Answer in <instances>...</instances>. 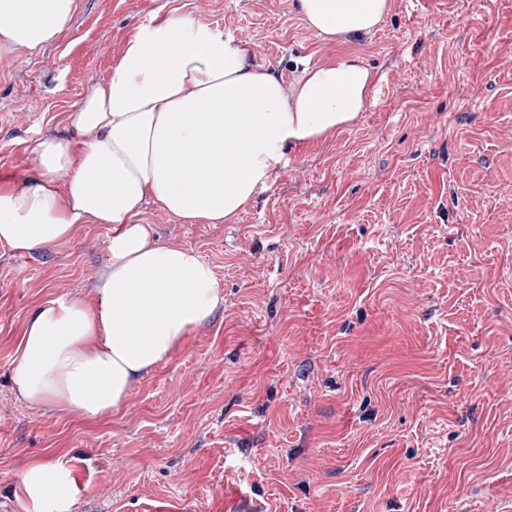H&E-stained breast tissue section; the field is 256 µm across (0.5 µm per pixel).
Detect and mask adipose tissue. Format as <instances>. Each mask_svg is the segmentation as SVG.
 <instances>
[{
  "label": "adipose tissue",
  "instance_id": "1",
  "mask_svg": "<svg viewBox=\"0 0 512 512\" xmlns=\"http://www.w3.org/2000/svg\"><path fill=\"white\" fill-rule=\"evenodd\" d=\"M76 0H0V59L51 42ZM324 40L375 30L391 0H293ZM376 75L360 54L307 67L292 82L257 64L222 30L177 10L127 41L108 77L72 104L66 133L30 146L36 175L0 185V245L32 252L108 224L94 303L62 293L29 316L11 369L30 407L92 419L118 410L223 301L213 267L161 243L142 217L158 205L191 224L236 219L286 165L289 148L327 139L363 112ZM25 512H73L70 458L20 474Z\"/></svg>",
  "mask_w": 512,
  "mask_h": 512
}]
</instances>
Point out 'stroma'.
<instances>
[{"label": "stroma", "mask_w": 512, "mask_h": 512, "mask_svg": "<svg viewBox=\"0 0 512 512\" xmlns=\"http://www.w3.org/2000/svg\"><path fill=\"white\" fill-rule=\"evenodd\" d=\"M180 9L285 80L359 53V118L286 167L237 220L148 205L223 303L121 407L30 408L9 373L43 300L86 301L107 224L0 246V512L30 460L68 454L74 512H486L512 502V0H392L372 33L315 36L292 0H76L40 49L0 62V183L33 174L39 134L105 78L125 42Z\"/></svg>", "instance_id": "1"}]
</instances>
